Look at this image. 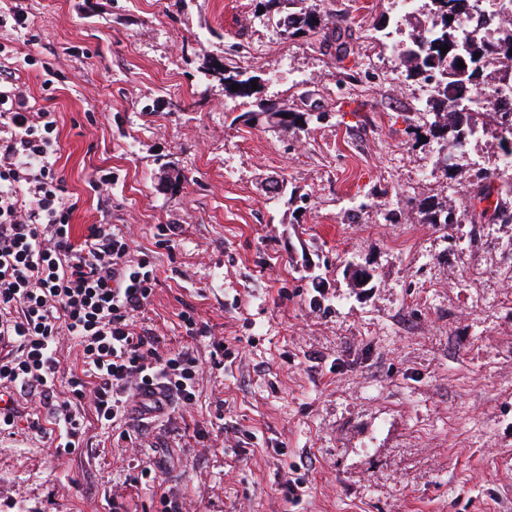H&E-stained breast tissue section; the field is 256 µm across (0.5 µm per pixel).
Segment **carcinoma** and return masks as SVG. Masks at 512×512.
<instances>
[{"label":"carcinoma","mask_w":512,"mask_h":512,"mask_svg":"<svg viewBox=\"0 0 512 512\" xmlns=\"http://www.w3.org/2000/svg\"><path fill=\"white\" fill-rule=\"evenodd\" d=\"M404 13L405 20L412 23L409 40L400 41L395 52L406 77H422L434 85L435 91L426 99L424 111L433 116L430 130L441 140V150H460L471 139L494 128L512 131V100L492 97L481 110L463 112L457 108L460 101L471 99L473 92L489 91L497 85L512 83V22H504L492 38H465L462 31L468 21V14L462 11L464 3L472 0H428L430 24L421 26L422 20L414 15L419 10L418 2ZM295 0H261L264 14L275 22L282 34L289 39L310 33H323V43L336 44L341 59L350 52L345 33L347 28L338 21H331L311 11L292 12L289 6ZM449 46L446 53L441 47ZM480 57H474V54ZM463 58L467 68L458 67L457 58ZM206 79L224 86L225 95L231 98L254 99L253 109L237 116L249 123L263 119L272 123L280 113L276 105L267 100L256 99L251 82L256 77L247 75L242 67L219 59L204 67ZM234 84L240 86L230 90ZM454 89V96L448 97V88ZM422 222L425 224H459L461 219L453 215L444 203H420Z\"/></svg>","instance_id":"carcinoma-1"}]
</instances>
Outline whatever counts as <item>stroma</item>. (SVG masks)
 <instances>
[{
    "mask_svg": "<svg viewBox=\"0 0 512 512\" xmlns=\"http://www.w3.org/2000/svg\"><path fill=\"white\" fill-rule=\"evenodd\" d=\"M257 3L25 0L26 29L0 27V65L58 118L76 232L126 225L156 275L137 330L201 366L192 408L127 441L124 424L84 414L61 458L16 395L0 512H157L164 494L181 512H512V224H424L417 210L429 197L469 209L502 166L498 139L436 168L429 86L378 39L397 0H303L349 29V69ZM233 46L260 97L317 121L238 122L246 104L201 72ZM165 224L179 234L163 245ZM189 306L206 336H187ZM215 337L232 350L220 363ZM153 454L158 479L135 483ZM291 471L298 505L276 492Z\"/></svg>",
    "mask_w": 512,
    "mask_h": 512,
    "instance_id": "obj_1",
    "label": "stroma"
}]
</instances>
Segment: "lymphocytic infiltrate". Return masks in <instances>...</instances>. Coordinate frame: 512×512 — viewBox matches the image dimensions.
Returning a JSON list of instances; mask_svg holds the SVG:
<instances>
[{"instance_id":"lymphocytic-infiltrate-1","label":"lymphocytic infiltrate","mask_w":512,"mask_h":512,"mask_svg":"<svg viewBox=\"0 0 512 512\" xmlns=\"http://www.w3.org/2000/svg\"><path fill=\"white\" fill-rule=\"evenodd\" d=\"M57 119L33 111L10 73L0 72V432L15 429L11 401L22 392L47 411L57 455L79 447L82 423L72 402L97 422L144 423L196 401L200 367L193 351L167 349L138 332L155 277L116 224L76 237L77 202L56 173ZM82 353L71 400H58L59 336Z\"/></svg>"}]
</instances>
